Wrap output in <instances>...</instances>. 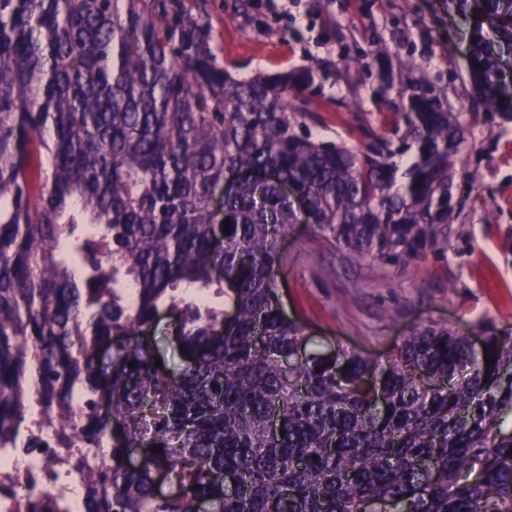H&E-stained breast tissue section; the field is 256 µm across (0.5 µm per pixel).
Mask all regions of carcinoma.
<instances>
[{"label":"carcinoma","mask_w":512,"mask_h":512,"mask_svg":"<svg viewBox=\"0 0 512 512\" xmlns=\"http://www.w3.org/2000/svg\"><path fill=\"white\" fill-rule=\"evenodd\" d=\"M206 7L0 0V448L38 401L85 512H512V334L481 326L483 351L429 328L382 363L308 342L274 290L298 220L283 184L353 258L435 247L460 116L411 94L396 140H315L286 106L313 74L217 66ZM448 11L473 19L475 94L511 117L512 95L484 89L512 66V0ZM398 141L416 155L395 189ZM266 169L278 180L240 178ZM163 308L174 369L155 365Z\"/></svg>","instance_id":"carcinoma-1"}]
</instances>
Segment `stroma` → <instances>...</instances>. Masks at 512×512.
Instances as JSON below:
<instances>
[{
  "label": "stroma",
  "mask_w": 512,
  "mask_h": 512,
  "mask_svg": "<svg viewBox=\"0 0 512 512\" xmlns=\"http://www.w3.org/2000/svg\"><path fill=\"white\" fill-rule=\"evenodd\" d=\"M219 64L255 72L312 70L290 106L311 108L314 136L355 149L403 127L419 93L460 114L464 141L449 173L455 218L411 266L349 260L311 225L283 244L276 291L312 336L385 358L402 337L481 322L512 332V121L479 104L469 78L470 22L446 0H209Z\"/></svg>",
  "instance_id": "obj_1"
}]
</instances>
